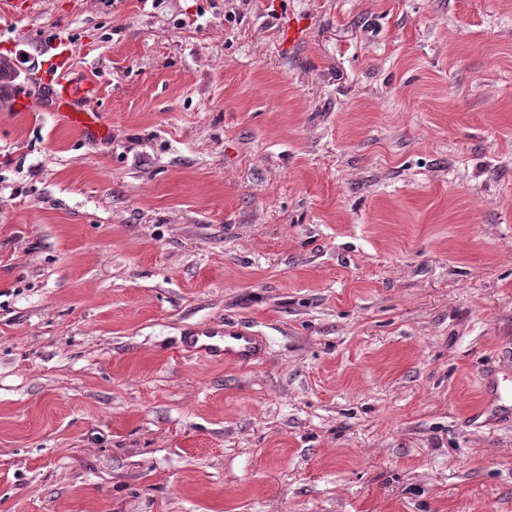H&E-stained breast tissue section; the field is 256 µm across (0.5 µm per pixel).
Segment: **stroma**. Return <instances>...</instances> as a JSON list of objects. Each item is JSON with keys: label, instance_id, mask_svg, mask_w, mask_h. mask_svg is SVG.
Here are the masks:
<instances>
[{"label": "stroma", "instance_id": "35a3bbf8", "mask_svg": "<svg viewBox=\"0 0 512 512\" xmlns=\"http://www.w3.org/2000/svg\"><path fill=\"white\" fill-rule=\"evenodd\" d=\"M13 2L0 512H512V0ZM49 49L56 52L43 60L42 67L58 107L67 111L61 114L78 123L88 136L97 138L104 126L100 113L91 107L99 96V86L88 77L85 69L80 73L73 68L72 51L66 44H54ZM181 345L185 352L202 359L243 367L259 363L266 353L261 336L229 326H224V332H190Z\"/></svg>", "mask_w": 512, "mask_h": 512}]
</instances>
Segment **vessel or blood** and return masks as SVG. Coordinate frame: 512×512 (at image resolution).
<instances>
[{"label":"vessel or blood","instance_id":"b4317fda","mask_svg":"<svg viewBox=\"0 0 512 512\" xmlns=\"http://www.w3.org/2000/svg\"><path fill=\"white\" fill-rule=\"evenodd\" d=\"M71 57L70 48L56 44L54 54L44 60L43 67L58 106L65 110L68 119L95 138L103 130L101 115L93 109L100 88L87 74L73 68ZM181 345L185 352L202 359L243 367L259 363L266 353L262 337L229 326L221 331L189 333L182 338Z\"/></svg>","mask_w":512,"mask_h":512}]
</instances>
